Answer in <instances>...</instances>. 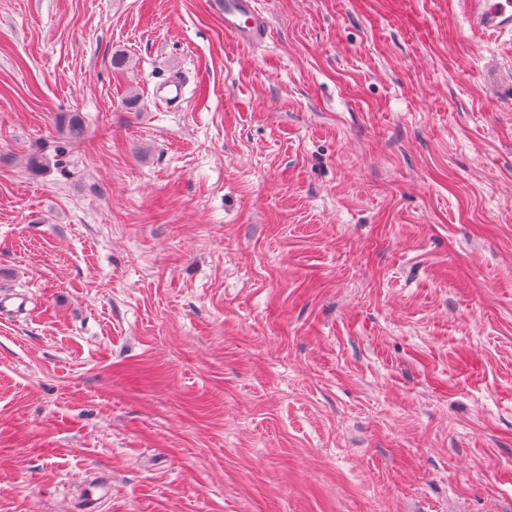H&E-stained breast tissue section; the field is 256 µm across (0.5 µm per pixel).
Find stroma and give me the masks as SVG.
I'll list each match as a JSON object with an SVG mask.
<instances>
[{
  "label": "stroma",
  "instance_id": "stroma-1",
  "mask_svg": "<svg viewBox=\"0 0 512 512\" xmlns=\"http://www.w3.org/2000/svg\"><path fill=\"white\" fill-rule=\"evenodd\" d=\"M255 6L0 0V512H512V34ZM245 18L242 23L240 18ZM266 19L253 6V0H225L224 27L249 39L258 40L266 28Z\"/></svg>",
  "mask_w": 512,
  "mask_h": 512
}]
</instances>
